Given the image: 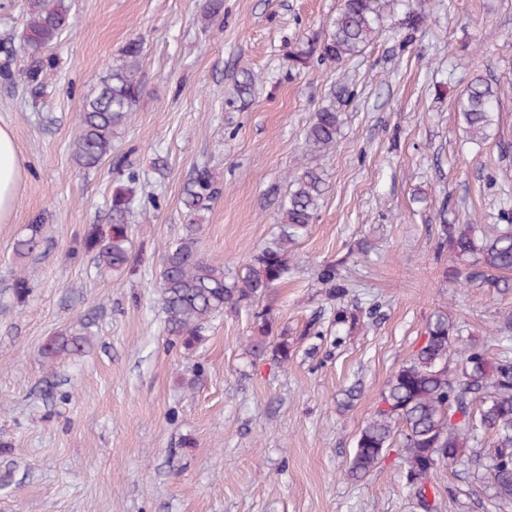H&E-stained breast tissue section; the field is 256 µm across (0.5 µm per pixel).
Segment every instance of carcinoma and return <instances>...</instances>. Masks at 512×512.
<instances>
[{
  "instance_id": "obj_1",
  "label": "carcinoma",
  "mask_w": 512,
  "mask_h": 512,
  "mask_svg": "<svg viewBox=\"0 0 512 512\" xmlns=\"http://www.w3.org/2000/svg\"><path fill=\"white\" fill-rule=\"evenodd\" d=\"M392 0H340L329 19V32L311 39L288 56L289 69L301 72L312 61L340 66L363 50L381 31ZM406 10L394 27L403 47L425 26L427 15L404 0ZM224 15V0H207L202 13L206 26ZM69 0H29L23 33L30 54L25 71L13 70V59L0 60V78H23L33 96L43 92L57 66L46 50L56 44L69 24ZM142 46L127 44L121 63L109 68L99 84L83 98L74 158L84 168H95L112 153L114 129L124 125L140 101L142 88L136 73ZM259 76L245 69L237 83L238 97L251 95ZM500 101L498 86L474 77L456 100L458 120L466 140L482 146L494 136ZM344 124L343 113L330 104L315 113L305 132L312 152L336 146ZM140 175L129 172L111 199V223L93 224L83 239L94 253L99 271L121 274L134 265L133 245L126 222L137 198ZM325 182L314 168L303 167L290 177L287 197L279 207V234L256 250L243 275L224 276V265L200 255L197 234L202 212L221 194L210 170L202 166L183 188L181 202L185 233L166 244L158 288L165 332L172 347L198 346L210 322L226 308L252 307L283 282L292 260V246L318 219ZM501 224H441L438 247L448 250L455 265L445 279L455 288L478 287L493 294L512 291V209L501 212ZM40 224L13 246L16 255L31 254L39 243ZM319 281L331 299L342 298L347 287L338 283L336 265L322 266ZM275 315L270 307L254 313L247 350L252 356L288 366L294 343L281 334L272 341ZM91 336L87 327L63 330L41 348L45 359L81 353ZM502 343L497 357L487 356L476 343L459 339V329L448 311L436 312L427 323L424 341L412 357L389 378L376 405L364 421L355 442L349 476L361 479L379 466L387 451L395 452L406 485L422 512H440L443 488L436 482L442 464L461 468L475 481L488 484L502 512H512V314L492 333ZM492 435L494 453H483L485 435Z\"/></svg>"
}]
</instances>
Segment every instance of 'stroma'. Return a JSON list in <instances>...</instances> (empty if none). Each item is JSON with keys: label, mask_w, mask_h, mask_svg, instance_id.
<instances>
[{"label": "stroma", "mask_w": 512, "mask_h": 512, "mask_svg": "<svg viewBox=\"0 0 512 512\" xmlns=\"http://www.w3.org/2000/svg\"><path fill=\"white\" fill-rule=\"evenodd\" d=\"M206 0H71L53 46L56 75L40 97L0 80V125L12 127L26 169L15 211L0 223V512H421L396 457L348 477L357 434L388 379L453 307L473 339L512 313V293L448 287L440 224H494L512 206V0H421L425 27L401 47L390 10L363 53L333 68H288L302 42L323 37L339 0H224L203 27ZM27 0H0V58L26 56ZM143 43L142 98L114 131L112 155L74 161L84 95ZM259 74L239 102L241 70ZM476 75L497 82L496 138L470 152L455 98ZM353 97L336 147L306 151L304 134L336 86ZM208 165L223 194L205 212L200 253L244 273L278 232L297 167L319 168V217L267 298L276 329L295 341L281 370L246 350L253 312L215 318L196 348L168 343L158 305L162 247L184 232L182 190ZM143 179L154 207L133 206L136 261L99 273L82 240L108 223L114 188ZM42 225L31 257L13 253ZM368 240L369 262L353 249ZM336 264L349 288L327 299L319 268ZM29 291L16 301L20 268ZM362 328L337 331V307ZM93 324L86 352L50 363L56 332ZM352 407L341 408L346 390Z\"/></svg>", "instance_id": "stroma-1"}]
</instances>
